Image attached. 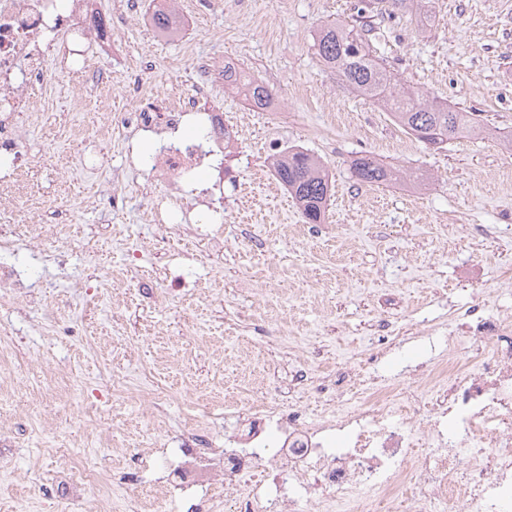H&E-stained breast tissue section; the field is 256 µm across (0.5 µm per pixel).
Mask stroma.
<instances>
[{
  "label": "stroma",
  "instance_id": "stroma-1",
  "mask_svg": "<svg viewBox=\"0 0 512 512\" xmlns=\"http://www.w3.org/2000/svg\"><path fill=\"white\" fill-rule=\"evenodd\" d=\"M361 0H181L187 21L174 41L157 42L142 22L151 0L116 31L113 70L150 59L158 93L189 92L193 55L221 54L274 88L277 113L226 94L224 235L213 248L194 230L146 222L151 187L146 153L127 157L120 140L66 134L92 124L75 109L77 87L56 60L47 87L53 119L31 129L26 146L49 160L31 170L36 202L67 199L61 241L51 224L11 227L9 260L36 287L26 302H0V421L12 431L0 459V512H95L97 487L71 494L65 468L92 454L107 478L133 488L177 482L182 419L194 411L214 435L235 420L224 404L276 393L274 367L285 346L320 347L332 366L358 356L380 319L419 320L429 335L379 356L384 374L410 379L418 365L448 354L452 317L476 297L512 314V0H419L414 10L377 19L380 54L402 83L466 112L491 134L437 149L404 132L388 112L344 89L315 55L312 36L327 22L353 21ZM300 147L327 166L333 185L324 222L305 223L276 181L272 157ZM370 156L430 177L370 186L352 175ZM121 171L130 199L116 212L91 205L102 182ZM481 224L490 232L472 237ZM267 335L264 351L252 349ZM130 378L112 395V375ZM151 380L168 399L143 401ZM168 445L152 447L159 434ZM131 448L113 458V439Z\"/></svg>",
  "mask_w": 512,
  "mask_h": 512
}]
</instances>
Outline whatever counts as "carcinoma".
I'll use <instances>...</instances> for the list:
<instances>
[{
    "label": "carcinoma",
    "mask_w": 512,
    "mask_h": 512,
    "mask_svg": "<svg viewBox=\"0 0 512 512\" xmlns=\"http://www.w3.org/2000/svg\"><path fill=\"white\" fill-rule=\"evenodd\" d=\"M377 10L373 0L361 9L355 24L333 22L314 32L312 48L323 65L336 73L343 87L382 106L406 133L427 146L440 147L465 133L486 132L474 113L439 104L394 78L372 46L376 30L373 13ZM224 88L245 93L251 105L260 110L274 98L272 90L233 65H224ZM352 169L358 181L369 185L394 183L403 178L402 170L367 156L353 160ZM272 172L308 223L319 224L324 220L331 197V182L324 163L302 149L290 148L275 157Z\"/></svg>",
    "instance_id": "cac0c4a2"
}]
</instances>
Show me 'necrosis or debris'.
Masks as SVG:
<instances>
[{
	"label": "necrosis or debris",
	"mask_w": 512,
	"mask_h": 512,
	"mask_svg": "<svg viewBox=\"0 0 512 512\" xmlns=\"http://www.w3.org/2000/svg\"><path fill=\"white\" fill-rule=\"evenodd\" d=\"M112 17L97 0H0V195L23 192L30 165L22 145L30 127L48 123L42 90L51 79L46 32L60 30L58 51L78 57L70 75L102 91L121 84L133 105L109 112L97 102L96 133L161 137L149 175L165 193L146 210L155 224H187L185 187L205 163L224 156V109L214 103L224 63L196 60L200 80L191 93L155 95L149 60L112 75L84 55L88 45L115 46ZM200 120L204 139L180 137ZM487 300L458 317L450 342L475 353L468 368L456 356L419 367L410 380L345 362L323 372L297 366L288 397L236 403L238 431L181 446L195 467L219 470L204 483L182 471L178 501L195 512H404L405 496L434 512H512V316L492 315ZM312 395L320 419L300 400Z\"/></svg>",
	"instance_id": "1"
}]
</instances>
